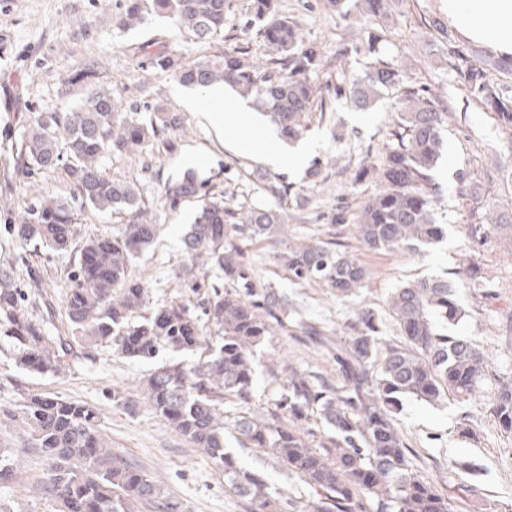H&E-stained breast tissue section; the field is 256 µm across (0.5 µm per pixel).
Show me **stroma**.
Returning <instances> with one entry per match:
<instances>
[{
    "mask_svg": "<svg viewBox=\"0 0 512 512\" xmlns=\"http://www.w3.org/2000/svg\"><path fill=\"white\" fill-rule=\"evenodd\" d=\"M246 7L247 0H233L222 36L206 44L162 17H148L130 29L119 26L126 0H0V32L10 34L0 42V88L13 91L9 107L0 106V267L12 268L17 286L24 288V310L32 323L52 339H70L63 298L79 250L90 238L115 229L119 221L87 210L75 226L69 251L20 247L12 233L14 224L42 196L70 199L72 185L62 164L22 172L15 147L33 114L44 108L74 111L97 87L140 107L166 105L182 119L177 153L158 157L139 151L108 157L103 162L107 177L137 186L155 205L161 202L167 179L188 167L236 206L274 205L263 184H287L289 198L305 197L309 205L303 211L291 210L285 244L336 237L370 273L356 296L339 298L317 283H293L268 241L247 244L258 282L273 286L290 303L287 331L256 351L261 363L276 366L275 372L264 369L257 374L256 411L273 409L291 371L335 382L333 347L360 306L385 315L383 339L391 342L399 337L387 317L396 288L417 279L451 276L473 258L488 272L495 283L492 295L460 289L466 314L447 328L448 333L471 336L484 352L485 375L475 400L461 402L448 396L437 406L407 400L398 426L412 450L415 469L452 499L456 512H505L512 505V433L499 426L488 401L502 383H512V229H490L486 243L476 248L470 226L483 197L497 200L499 216L512 218V129L475 103L448 65L449 44L481 59L490 58V51L458 35L452 43L443 42L430 26L432 19L443 18V0H395L389 15L372 25L381 35L380 53L403 69L407 82L430 89L448 105L443 155L432 172L440 189L436 218L447 225L448 233L417 254L369 252L355 239L353 225L326 224L319 216L339 206L357 214L375 193V184L369 182L352 186L351 176L360 163L379 162L393 125L394 94L384 95L368 111L341 103L332 112L312 114L303 140L312 146L310 159L320 160L323 168L318 179L311 180L306 168L269 166L262 149L237 150L232 129L214 130L202 112L185 105L189 88L148 65L149 54L159 49L176 51L191 61L218 48H236L262 62L267 51L260 35L242 27ZM348 7L349 18L342 19L324 9L320 0H277L279 14L296 23L326 60L319 84L335 83L342 71L362 74L369 60L365 29L370 25L360 16L357 0H349ZM90 60L99 63L98 79L91 84L68 83V76ZM461 171L468 174L464 186L457 179ZM196 207L190 199L176 211L162 212L152 246L129 267L130 277L147 288L146 310L173 300L192 308L199 305L200 294L186 282V266H195L198 280H214V269L192 263L183 243ZM311 326L318 328V335L308 334ZM16 349L10 324L0 318V456L17 466L15 479L0 483V512L56 510L47 463L33 448L19 410L30 395L59 397L96 410L113 450L140 465L178 503L180 512H245L225 491L224 473L214 461L149 408L143 394L147 364L98 346L88 354L76 351L62 372L39 373L16 365ZM116 391L133 401V409L113 405L111 395ZM463 422L471 435L460 434ZM235 454L242 466L263 476L270 490L290 501L288 512H314L316 493L273 456L240 448Z\"/></svg>",
    "mask_w": 512,
    "mask_h": 512,
    "instance_id": "35a3bbf8",
    "label": "stroma"
}]
</instances>
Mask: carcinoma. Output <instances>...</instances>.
Masks as SVG:
<instances>
[{
    "instance_id": "cac0c4a2",
    "label": "carcinoma",
    "mask_w": 512,
    "mask_h": 512,
    "mask_svg": "<svg viewBox=\"0 0 512 512\" xmlns=\"http://www.w3.org/2000/svg\"><path fill=\"white\" fill-rule=\"evenodd\" d=\"M360 4L373 22L389 14L393 0ZM229 9L230 0H127L122 24L134 26L157 15L197 41L211 43L224 31ZM245 17V28H258L269 49L265 65L235 49L191 62L163 50L151 57V65L185 86H229L267 114L283 139L296 141L306 120L328 108L319 96L321 86L312 80L322 57L296 24L277 13L274 0H250ZM453 55L455 78L468 96L511 129L512 88L497 82L492 70L512 74V60L486 63L468 51ZM393 90L400 96L383 157L377 165L360 166L351 177L354 188L372 181L379 189L355 217L338 208L322 219L355 224L357 240L368 250L417 251L446 234L433 215L439 188L432 171L442 157L448 107L426 88L406 84L404 71L378 55L361 76L339 73L333 99L366 111ZM136 111L112 91L97 89L75 111L38 113L22 136L17 147L22 166L33 171L67 161L73 192L69 202L44 196L28 209L14 226L20 244L68 249L81 209L118 215L123 222L80 250L64 299L72 326L69 343L43 335L25 317L23 290L11 287V274L0 270V315L14 328L16 364L57 373L76 346L90 350L105 344L123 357L152 363L163 351L193 352L204 345L209 355L202 362L154 367L146 378L147 401L176 434L204 449L224 470V486L247 512H284L285 502L260 475L240 466L227 450L229 436L242 449L271 452L288 473L314 489L319 496L315 512H454L448 496L414 468L397 415L409 398L437 403L450 393L463 401L475 394L484 353L470 336L442 333L439 322L453 325L464 316L458 286L490 292L483 268L475 262L462 267L456 272L458 284L434 278L397 289L390 312L400 336L393 343L381 341L382 315L371 307L356 310L347 324L349 335L336 340V384L294 371L275 410L260 414L252 408L259 368L255 349L285 327L289 303L272 286L256 283L241 242L283 236L288 206L242 212L224 195L203 190L206 181L191 167L169 178L163 185L169 209L189 198L199 201L184 239L186 252L214 267L224 284H210L199 315L176 302L141 314L146 288L129 277L128 268L154 241L160 219L135 186L106 178L102 165L108 156L135 150L175 153L181 118L161 105L150 108L145 120L133 116ZM278 258L294 283H322L338 298L355 295L368 279L360 261L330 240L288 247ZM226 400L238 408L228 420ZM20 408L33 447L50 463L57 512H134L137 503L178 512L140 467L112 451L95 410L40 395L23 400ZM489 408L500 427L512 432L511 384L499 387ZM312 415L329 430L315 446L302 428Z\"/></svg>"
}]
</instances>
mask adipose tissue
<instances>
[{"mask_svg":"<svg viewBox=\"0 0 512 512\" xmlns=\"http://www.w3.org/2000/svg\"><path fill=\"white\" fill-rule=\"evenodd\" d=\"M449 24L466 40L512 58V0H446Z\"/></svg>","mask_w":512,"mask_h":512,"instance_id":"1","label":"adipose tissue"}]
</instances>
